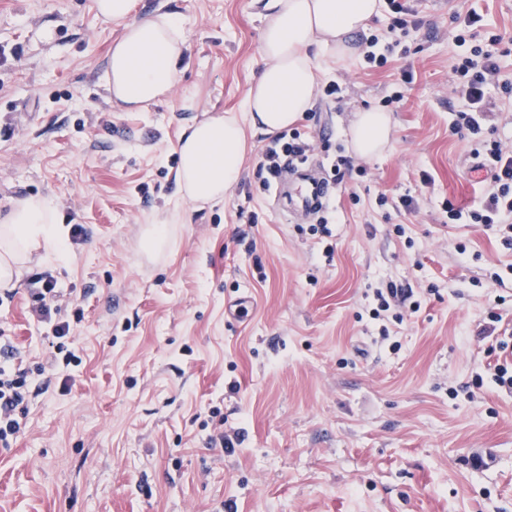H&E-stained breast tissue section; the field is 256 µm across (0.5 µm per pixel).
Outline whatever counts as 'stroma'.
Wrapping results in <instances>:
<instances>
[{
  "instance_id": "1",
  "label": "stroma",
  "mask_w": 512,
  "mask_h": 512,
  "mask_svg": "<svg viewBox=\"0 0 512 512\" xmlns=\"http://www.w3.org/2000/svg\"><path fill=\"white\" fill-rule=\"evenodd\" d=\"M465 2L512 36V0H420L384 68L358 55L320 71L340 97L295 126L329 134L309 156L322 171L352 156L357 110L392 118L365 176L333 187L322 239L261 188L265 135L223 201L178 200L184 125L242 114L263 66L255 0H134V17H177L187 46L143 112L108 97L121 30L93 0H0V216L44 196L85 229L65 263L32 254L0 304L29 390L0 446V512H512V389L492 382L499 351L480 335L494 313L512 330V250L446 212L484 193L473 144L450 130ZM403 67L413 81L389 103ZM164 221L166 246L148 252ZM41 275L64 294L65 339L31 312ZM392 286L418 303L400 324L369 315ZM242 292L234 321L224 304Z\"/></svg>"
}]
</instances>
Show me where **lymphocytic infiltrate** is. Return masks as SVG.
<instances>
[{
	"instance_id": "1",
	"label": "lymphocytic infiltrate",
	"mask_w": 512,
	"mask_h": 512,
	"mask_svg": "<svg viewBox=\"0 0 512 512\" xmlns=\"http://www.w3.org/2000/svg\"><path fill=\"white\" fill-rule=\"evenodd\" d=\"M454 40L470 44L468 55L459 58L450 82L453 93L462 102L450 125L454 133L474 142L485 165L492 172V187L480 206L462 208L449 206L448 221L452 224H481L499 227L502 244L512 247V143L493 137L488 125L492 111L487 106L489 88H497L512 98V79L504 73L500 59L507 51L504 34H484L482 18L476 11L453 13ZM312 144L300 132L280 134L263 150L257 174L264 187L276 184L281 173L291 165L305 162ZM13 351L6 334L0 330V443L9 444L21 430L16 414L26 394V377L22 370L10 366Z\"/></svg>"
}]
</instances>
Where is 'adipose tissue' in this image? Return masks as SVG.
Wrapping results in <instances>:
<instances>
[{
  "mask_svg": "<svg viewBox=\"0 0 512 512\" xmlns=\"http://www.w3.org/2000/svg\"><path fill=\"white\" fill-rule=\"evenodd\" d=\"M265 12L261 38L265 65L250 85L245 116L220 115L184 126L178 141L177 184L183 198L217 202L240 179L248 134H272L309 111L317 93L319 65L350 62L356 33L381 12V0H257ZM97 15L121 24L105 71L113 100L138 112L175 86L186 40L170 14L132 17L133 0H94ZM354 151L377 154L390 134V116L379 109L361 111L351 128ZM46 261L67 256L66 232L51 201L28 197L12 203L0 219V285L20 279L34 252Z\"/></svg>",
  "mask_w": 512,
  "mask_h": 512,
  "instance_id": "obj_1",
  "label": "adipose tissue"
}]
</instances>
